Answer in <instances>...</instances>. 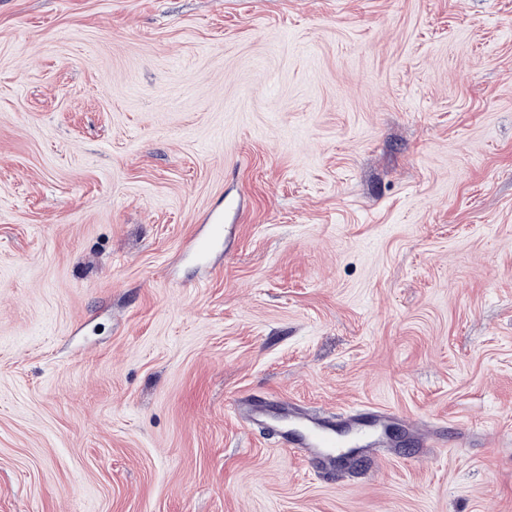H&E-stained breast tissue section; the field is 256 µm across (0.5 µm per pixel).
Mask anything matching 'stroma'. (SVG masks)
<instances>
[{
	"mask_svg": "<svg viewBox=\"0 0 512 512\" xmlns=\"http://www.w3.org/2000/svg\"><path fill=\"white\" fill-rule=\"evenodd\" d=\"M0 512H512V0H0ZM208 221L211 224L210 236L207 239L197 240L192 243V251L195 256H204L216 245L223 236V214L220 211L212 212ZM229 407L249 427L264 428L278 438V443L300 454L316 474L336 468L350 439L368 443L399 445L385 433L392 413L379 408H364L335 422L305 408L235 397ZM336 448H344L340 451ZM403 423L410 430L413 442L418 448L416 451L411 452V455L407 458L408 463L418 464L425 456V448H446L448 446V440L441 435V432H436L430 440L431 433H421L408 419L403 420Z\"/></svg>",
	"mask_w": 512,
	"mask_h": 512,
	"instance_id": "1",
	"label": "stroma"
}]
</instances>
